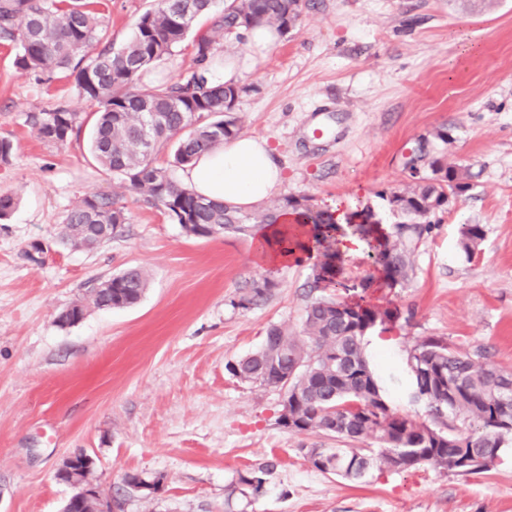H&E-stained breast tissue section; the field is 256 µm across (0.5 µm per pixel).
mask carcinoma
<instances>
[{
	"mask_svg": "<svg viewBox=\"0 0 512 512\" xmlns=\"http://www.w3.org/2000/svg\"><path fill=\"white\" fill-rule=\"evenodd\" d=\"M190 1L194 18L211 12L213 0H151L134 34L116 48L108 23L96 8L98 0H0V41L17 46L14 65L18 69L73 79L79 95L94 108L84 118L62 105L40 113L33 120L40 140L62 144L79 136L88 124L89 153L102 170L162 206L172 220L192 225L191 232L199 236L209 235L212 227L251 235L259 225L275 223L277 211L240 213L206 200L181 186L167 168L157 164L156 156L171 143L173 164L183 168L199 154L238 135L239 118L231 104L245 88L209 81L213 45L228 35L241 41L246 31L260 23L288 33L300 19V0H232L215 17L210 33L194 36L197 67L176 82L141 84L152 66L192 32L194 23L182 18ZM146 112H159L163 118L149 149L140 138ZM431 167L434 177L422 178L414 187L389 197L390 206L405 221L395 225L384 243L378 242L374 225L351 226L352 233L366 241L374 264L393 282L407 279L413 271L412 256L430 229V217L444 211L449 198L467 188L458 168L439 159ZM280 209L298 212L302 225H310L322 257L313 263V284L332 279V269L343 262L338 248L341 227L333 215L304 196L286 197ZM126 220L118 200L86 195L67 211L59 241L78 234L83 224L115 226ZM460 235L465 252L471 255L484 230L479 224H465ZM147 284L142 269L128 268L112 276V292L99 295L94 290L90 302L97 308L129 307L141 300ZM276 287L267 278L256 281L240 305L262 301ZM394 318L396 313L389 308L359 301L348 307L338 299L315 298L305 309L302 334L273 324L261 346L227 370L246 382L285 391L292 432L323 433L343 443L375 440V448L307 451L316 469L343 479L360 481L376 463L395 470L428 465L456 472L460 456L492 459L512 444V392L503 390L505 371L440 338L418 343L407 356L410 396L427 404L433 424L393 410L370 367L364 338L376 325ZM457 421L474 422L481 431L465 434L458 430ZM266 474L264 467L241 472L237 485L256 494Z\"/></svg>",
	"mask_w": 512,
	"mask_h": 512,
	"instance_id": "cac0c4a2",
	"label": "carcinoma"
}]
</instances>
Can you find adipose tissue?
<instances>
[{"instance_id": "1", "label": "adipose tissue", "mask_w": 512, "mask_h": 512, "mask_svg": "<svg viewBox=\"0 0 512 512\" xmlns=\"http://www.w3.org/2000/svg\"><path fill=\"white\" fill-rule=\"evenodd\" d=\"M179 180L204 199L252 211L278 192L282 171L265 140L238 137L200 154L180 171ZM299 228L296 213L285 210L276 224L257 230L254 247L260 261L278 268L315 256L310 235Z\"/></svg>"}]
</instances>
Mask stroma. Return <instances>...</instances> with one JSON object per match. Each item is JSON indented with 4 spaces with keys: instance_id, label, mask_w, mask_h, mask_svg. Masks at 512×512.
I'll list each match as a JSON object with an SVG mask.
<instances>
[{
    "instance_id": "1",
    "label": "stroma",
    "mask_w": 512,
    "mask_h": 512,
    "mask_svg": "<svg viewBox=\"0 0 512 512\" xmlns=\"http://www.w3.org/2000/svg\"><path fill=\"white\" fill-rule=\"evenodd\" d=\"M149 0H103L114 44L133 33ZM297 28L243 71L240 133L266 139L282 169L279 197L368 206L394 225L389 196L460 168L467 191L440 213L407 280L383 282L360 254L336 281L310 290L311 266L268 270L250 236L186 235L162 206L103 172L86 138L39 140L33 114L91 106L63 79L37 78L0 45V137L15 147L0 192L18 204L0 220V512H61L72 493L55 473L82 452L121 512H512V447L488 471L373 466L360 481L315 469L306 453L334 437L280 422L277 389L226 366L257 350L267 328L301 332L312 295L398 311L365 349L393 409L430 423L404 392L406 358L439 337L512 372V0H301ZM447 132L440 140L439 132ZM96 193L119 198L127 222L91 251L57 239L68 209ZM484 237L466 254L459 228ZM130 267L149 286L129 308L58 315ZM273 275L263 302L239 307ZM268 468L259 495L235 490L240 472ZM130 474H160L145 499Z\"/></svg>"
}]
</instances>
